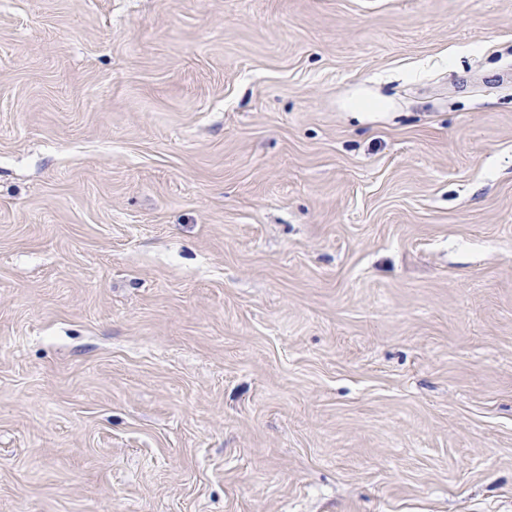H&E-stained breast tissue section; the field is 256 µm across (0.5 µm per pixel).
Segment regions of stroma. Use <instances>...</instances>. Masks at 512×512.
<instances>
[{"mask_svg": "<svg viewBox=\"0 0 512 512\" xmlns=\"http://www.w3.org/2000/svg\"><path fill=\"white\" fill-rule=\"evenodd\" d=\"M512 0H0V512H512Z\"/></svg>", "mask_w": 512, "mask_h": 512, "instance_id": "1", "label": "stroma"}]
</instances>
